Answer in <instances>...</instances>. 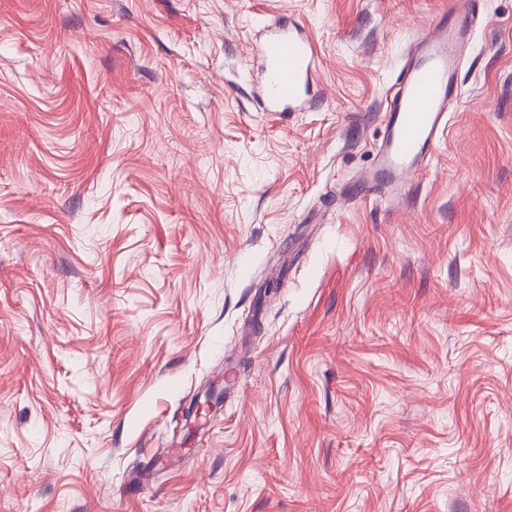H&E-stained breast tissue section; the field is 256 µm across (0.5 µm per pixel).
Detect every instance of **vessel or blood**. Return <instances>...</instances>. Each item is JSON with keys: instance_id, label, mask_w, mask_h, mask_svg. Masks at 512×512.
I'll return each mask as SVG.
<instances>
[{"instance_id": "b4317fda", "label": "vessel or blood", "mask_w": 512, "mask_h": 512, "mask_svg": "<svg viewBox=\"0 0 512 512\" xmlns=\"http://www.w3.org/2000/svg\"><path fill=\"white\" fill-rule=\"evenodd\" d=\"M475 5L476 0H453L419 38L398 77L378 147L381 176L388 182L403 186L414 180L448 126L463 48L473 37ZM259 55L269 112L293 109L311 96L318 58L312 40L297 27L267 31Z\"/></svg>"}]
</instances>
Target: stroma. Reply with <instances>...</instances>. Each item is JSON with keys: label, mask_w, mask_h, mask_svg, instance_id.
I'll return each mask as SVG.
<instances>
[{"label": "stroma", "mask_w": 512, "mask_h": 512, "mask_svg": "<svg viewBox=\"0 0 512 512\" xmlns=\"http://www.w3.org/2000/svg\"><path fill=\"white\" fill-rule=\"evenodd\" d=\"M450 4L0 0V512H512V0L363 187ZM282 22L317 87L272 121ZM451 3L448 13L419 38L386 110L379 170L386 181L399 186L414 180L431 157L458 94V70L463 48L473 37L477 2Z\"/></svg>", "instance_id": "stroma-1"}]
</instances>
